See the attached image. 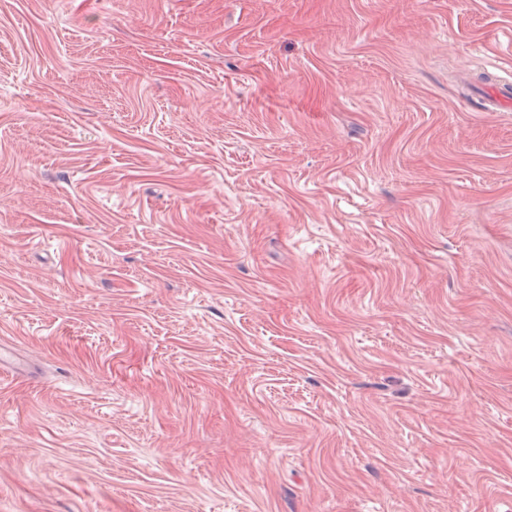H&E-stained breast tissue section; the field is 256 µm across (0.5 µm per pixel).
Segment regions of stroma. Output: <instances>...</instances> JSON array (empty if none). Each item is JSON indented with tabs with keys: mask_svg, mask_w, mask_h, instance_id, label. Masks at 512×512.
I'll return each instance as SVG.
<instances>
[{
	"mask_svg": "<svg viewBox=\"0 0 512 512\" xmlns=\"http://www.w3.org/2000/svg\"><path fill=\"white\" fill-rule=\"evenodd\" d=\"M512 0H0V512H512ZM511 103V79L499 78V81L487 83L485 101L481 104L482 112H505Z\"/></svg>",
	"mask_w": 512,
	"mask_h": 512,
	"instance_id": "obj_1",
	"label": "stroma"
}]
</instances>
